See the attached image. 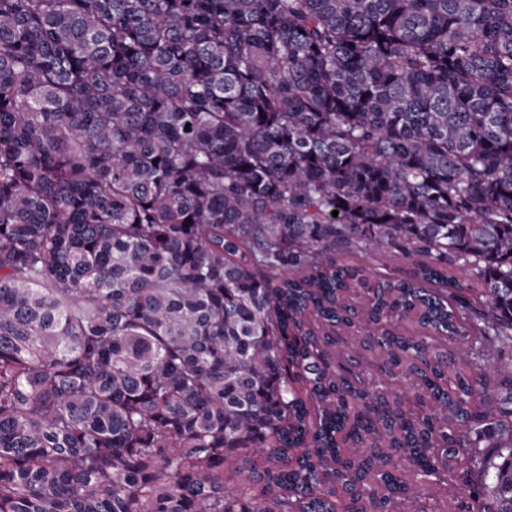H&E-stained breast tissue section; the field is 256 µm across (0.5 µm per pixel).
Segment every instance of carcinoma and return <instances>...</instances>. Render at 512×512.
<instances>
[{
    "label": "carcinoma",
    "instance_id": "1",
    "mask_svg": "<svg viewBox=\"0 0 512 512\" xmlns=\"http://www.w3.org/2000/svg\"><path fill=\"white\" fill-rule=\"evenodd\" d=\"M367 251L412 410L315 346ZM397 460L512 512V0H0V512H393ZM343 258L351 264L362 267L370 279H377L387 272L394 274L405 270L409 265L407 262L394 263L387 259L381 261L379 257L366 253L343 255Z\"/></svg>",
    "mask_w": 512,
    "mask_h": 512
}]
</instances>
